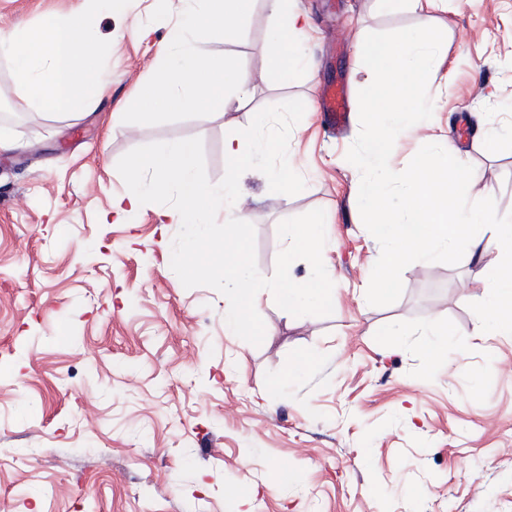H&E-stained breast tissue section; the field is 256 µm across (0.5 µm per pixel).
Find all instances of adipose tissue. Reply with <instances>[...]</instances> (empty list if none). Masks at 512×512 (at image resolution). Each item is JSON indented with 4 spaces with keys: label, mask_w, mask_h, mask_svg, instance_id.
<instances>
[{
    "label": "adipose tissue",
    "mask_w": 512,
    "mask_h": 512,
    "mask_svg": "<svg viewBox=\"0 0 512 512\" xmlns=\"http://www.w3.org/2000/svg\"><path fill=\"white\" fill-rule=\"evenodd\" d=\"M273 36L267 46L272 65L291 70L300 61L296 44L309 39L308 18L296 12L291 0H267ZM127 0H81L66 12L47 13L35 26L0 31V58L12 62L15 71L14 95L18 106L60 117H76L105 95L111 74L105 65L100 40L91 19L93 7L120 13ZM272 140L245 128L224 144L228 176L223 184L205 182L198 173L197 151L192 141H164L126 163L128 189L116 197L112 209L123 219H131L147 198L176 196L177 204L165 216L173 224H206L216 205H233V174L251 164L253 158L269 151ZM196 241H187L174 256L175 267H192L210 280L222 283L227 303L224 330L233 335L248 331L261 335L253 318L258 303V274L248 264L243 250L225 253L223 262L208 264L197 258ZM276 290L289 303L308 299L321 307L332 306L336 286L320 270L304 279L283 276Z\"/></svg>",
    "instance_id": "adipose-tissue-1"
}]
</instances>
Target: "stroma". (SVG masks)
Segmentation results:
<instances>
[{
	"instance_id": "obj_1",
	"label": "stroma",
	"mask_w": 512,
	"mask_h": 512,
	"mask_svg": "<svg viewBox=\"0 0 512 512\" xmlns=\"http://www.w3.org/2000/svg\"><path fill=\"white\" fill-rule=\"evenodd\" d=\"M73 4L0 0V29ZM294 7L313 24L309 65H271L268 12L255 0L243 38L203 45L241 59L251 96L202 118L121 116L154 74L180 0L99 14L112 83L81 117L15 109L12 66L0 60V125L25 142L0 151V512H512V338L476 335L469 308L474 274L491 271L497 251L412 263L387 306L370 305L364 289L380 245L361 222L360 172L344 161L360 131L358 93L373 80L356 44L417 16L379 11L378 0ZM145 25L153 34L142 41L133 32ZM439 27L433 116L396 142L392 164L448 138L478 174L469 198H494L510 214L512 0H446ZM334 85L347 91L349 118L331 130L320 95ZM491 126L492 152L482 139ZM245 127L273 136L276 149L237 178L250 216L243 243L225 241L220 209L210 224L166 223L171 197L114 222L132 155L190 140L201 177L220 184L224 143ZM284 160L304 175L287 197L269 176ZM329 212L323 263L335 304L289 306L274 285L283 268L301 278L309 265L287 255L286 229ZM190 238L219 260L243 247L263 284L262 335H225L223 287L172 266ZM429 319L451 331L434 358L421 334ZM390 325L403 329L400 345L384 336ZM301 353L314 366L267 396Z\"/></svg>"
}]
</instances>
